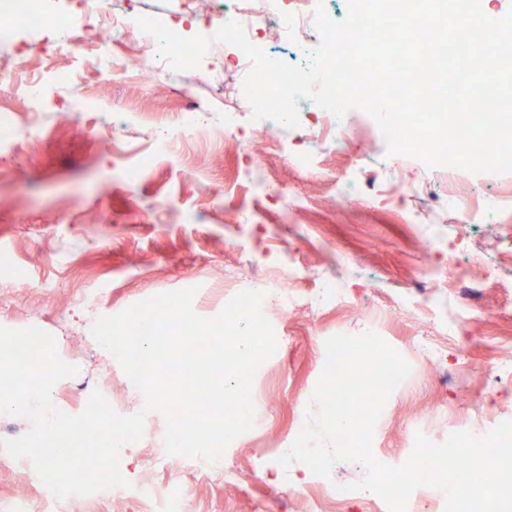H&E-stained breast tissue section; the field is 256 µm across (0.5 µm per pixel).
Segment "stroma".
<instances>
[{"mask_svg":"<svg viewBox=\"0 0 512 512\" xmlns=\"http://www.w3.org/2000/svg\"><path fill=\"white\" fill-rule=\"evenodd\" d=\"M0 59L18 73L0 85V326L38 328L52 335L61 357L78 369L59 381L52 401H67L106 387L129 415L144 413V401L118 361L107 360L85 327L84 296L101 312L119 313L155 295L195 288L200 316H217L237 293L236 273L251 260L273 277L299 270L293 305L270 301L267 318L277 348L258 369L253 401L257 427L233 440L224 459L239 474L225 482L211 463L186 480V512H304L319 489L308 468L260 467L289 447L306 423L322 374L326 340L358 334L375 314L384 320L393 348L408 362V376L390 393L374 429L372 452L384 463L406 457L414 427L444 443L498 420L512 421V172L460 174L475 203L496 196L495 211L475 222L438 214L429 201L411 195L422 180L421 160L396 161L379 137L349 140L342 150L320 143L310 123L290 130L299 148L316 156L313 170L292 166L276 139L242 122L237 135L213 141L201 135L168 137V152L151 153V130L174 121L187 101L206 106L210 126L224 112H249L234 92L243 72L227 69L223 84L183 78V95L168 84L134 74L101 72L91 53L62 56L50 40L0 39ZM78 79L65 92L48 87L42 103L27 97L30 77L51 78L58 68ZM150 163L135 180L122 167ZM399 191L387 208L365 196L337 195L335 183L352 158ZM484 256L472 263V253ZM466 266L483 280L479 294L463 301L460 288L441 282L438 306L427 308L414 288L417 268ZM498 271L484 281V266ZM337 280L349 299L315 305L321 280ZM436 340L440 361L422 358L418 337ZM144 435L123 451L126 474L146 484L181 477L148 463L164 445L166 421L144 413ZM27 495L30 512L44 507L30 474L0 461V504Z\"/></svg>","mask_w":512,"mask_h":512,"instance_id":"1","label":"stroma"}]
</instances>
